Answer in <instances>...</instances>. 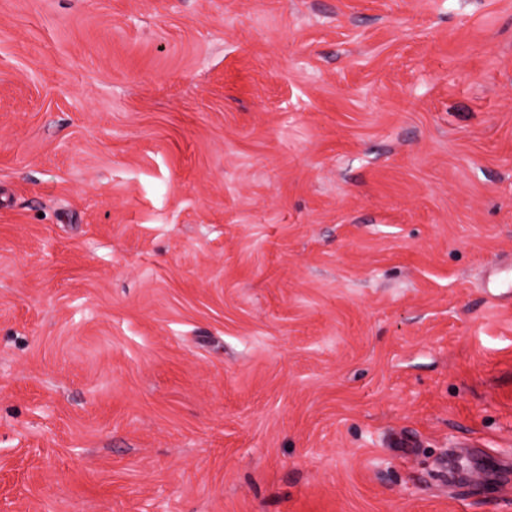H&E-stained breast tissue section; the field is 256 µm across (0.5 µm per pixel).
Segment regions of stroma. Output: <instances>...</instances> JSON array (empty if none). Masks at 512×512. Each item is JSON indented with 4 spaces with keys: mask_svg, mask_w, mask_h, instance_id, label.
Here are the masks:
<instances>
[{
    "mask_svg": "<svg viewBox=\"0 0 512 512\" xmlns=\"http://www.w3.org/2000/svg\"><path fill=\"white\" fill-rule=\"evenodd\" d=\"M0 512H512V0H0Z\"/></svg>",
    "mask_w": 512,
    "mask_h": 512,
    "instance_id": "stroma-1",
    "label": "stroma"
}]
</instances>
